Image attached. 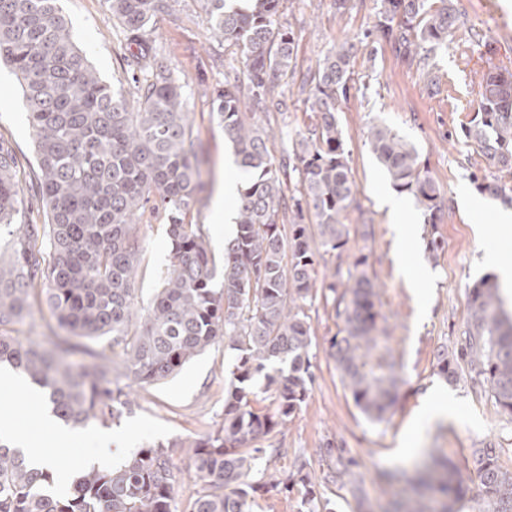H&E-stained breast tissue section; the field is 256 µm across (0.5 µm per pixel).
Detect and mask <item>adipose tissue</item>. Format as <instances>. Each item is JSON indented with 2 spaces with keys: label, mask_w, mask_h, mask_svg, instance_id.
I'll return each mask as SVG.
<instances>
[{
  "label": "adipose tissue",
  "mask_w": 512,
  "mask_h": 512,
  "mask_svg": "<svg viewBox=\"0 0 512 512\" xmlns=\"http://www.w3.org/2000/svg\"><path fill=\"white\" fill-rule=\"evenodd\" d=\"M39 424L50 438V447L34 446L28 437L20 431L13 416L10 413L0 411V435L11 438L18 447L22 448L31 464L42 468L56 469L55 489L57 492L65 493L70 490L76 472L72 469L56 468V449L69 448L74 446L77 441L83 440L95 444L98 448V454L94 460L95 465H112L114 455L111 450V436L102 434L101 431L91 427L69 428L59 426L52 416L45 413L40 414Z\"/></svg>",
  "instance_id": "ef3b65f1"
}]
</instances>
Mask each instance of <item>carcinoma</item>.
<instances>
[{
  "instance_id": "1",
  "label": "carcinoma",
  "mask_w": 512,
  "mask_h": 512,
  "mask_svg": "<svg viewBox=\"0 0 512 512\" xmlns=\"http://www.w3.org/2000/svg\"><path fill=\"white\" fill-rule=\"evenodd\" d=\"M281 0H253L249 11L228 0H203L211 33L240 49V66L224 69L213 108L245 175L234 239L217 261L204 225L193 223L209 183L191 107L168 58L153 52L147 32L167 0H107L123 27L136 111L123 85L90 65L60 0H0V58L24 91L39 168L37 193L48 223L18 224L24 195L14 180L17 160L0 141V366L27 376L48 411L66 426L118 424L134 412L133 386L176 375L222 342L232 357L224 423L208 434L150 443L120 466L89 468L70 492L46 491L51 474L30 465L0 439V512H175L174 457L192 451L200 490L189 512H252L258 490L297 488L301 512H334L316 488L309 461L296 459L279 478L251 482L256 462L277 448L255 445L300 410L313 374L310 316L321 253L341 258L350 241L346 215L357 188L348 165L340 106L352 80L351 44L319 61L302 82L315 122L297 133L292 151L271 153V132L259 113L282 111L272 93L293 73L295 36L280 21ZM372 27L406 58H430L464 21L453 0H377ZM464 136L492 164L512 170V73H487L478 110ZM376 160L400 194H409L430 224L444 207L439 186L421 169L414 143L383 123L368 130ZM295 194H286L290 178ZM482 194L512 202L505 187L474 179ZM313 221L301 223L303 209ZM166 226L169 266L150 305L139 307V224L145 212ZM293 214L289 225L280 216ZM376 277L359 253L347 274L336 267L327 285L336 317L330 340L341 382L356 408L382 421L396 400L398 371L376 308ZM471 316L460 346L437 354L438 375L470 381L512 415V319L503 316L497 285L470 289ZM47 306L63 334L45 343L13 335V326ZM102 340L98 351L81 340ZM474 468H469V465ZM355 461L339 453L324 480L363 493ZM395 512H428L420 501L439 492L437 512H512V471L488 443L458 465L429 450V462L409 479ZM478 497L468 498L470 484Z\"/></svg>"
}]
</instances>
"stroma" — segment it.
Listing matches in <instances>:
<instances>
[{"label":"stroma","instance_id":"obj_1","mask_svg":"<svg viewBox=\"0 0 512 512\" xmlns=\"http://www.w3.org/2000/svg\"><path fill=\"white\" fill-rule=\"evenodd\" d=\"M463 26L447 48L427 63H407L390 44L365 37L374 0H349L345 14H337L333 0H281L280 20L296 33L294 93L288 110L270 115L283 130L284 147H291L297 131L311 124L309 105L298 88L305 75L341 42L353 46L352 88L337 114L345 139L348 165L357 186V208L351 225H370L372 236L351 235L342 258L326 256L318 267V283L330 281L335 267L349 268L354 253L369 256L378 284L377 307L383 317L386 342L400 367L402 383L395 404L383 422L367 419L353 404L340 381L329 340L338 320L332 304L317 297L310 311L313 384L310 395L274 438L282 454L275 467L290 470L296 457H307L315 477L327 471L324 448L344 449L356 462L364 495L373 512H383L395 489L386 484L385 471H412L417 453L442 449L448 459L461 460L473 449L491 443L500 450L499 462L512 469V415L490 395L474 393L466 382L449 384L438 375L436 354L455 347L471 312L469 290L491 271L482 264L486 253L512 258V240L484 236L480 227L501 209L499 199L479 194L473 176L497 180L512 188V173L499 171L463 129L475 114L479 85L490 71H512V0H455ZM65 16L80 35L90 64L109 82L132 86L129 54L123 33L109 16L106 0H60ZM157 49L169 55L175 77L191 97L195 132L205 144L214 184L238 178L231 147L217 124L212 93L224 82V67L237 63L240 52L209 37L208 17L201 0H168L153 33ZM0 90L8 104L0 109V139L17 158L16 179L24 193L23 219L42 224L46 212L36 192L38 166L28 127L21 87L9 67L0 63ZM382 121L412 141L422 168L438 183L445 206L436 225L425 222L410 196L401 201L418 226L415 263L431 276L416 288L403 276L400 248L393 231L394 218L382 200L393 187L367 144L370 122ZM137 285L150 300L169 265V245L160 221L144 216ZM442 242L429 252L431 238ZM223 343H216L192 359L173 378L139 390L131 417L111 426L114 439L130 440L134 447L152 442L198 436L218 428L224 420L225 370ZM450 394L448 414L431 417L429 392Z\"/></svg>","mask_w":512,"mask_h":512}]
</instances>
